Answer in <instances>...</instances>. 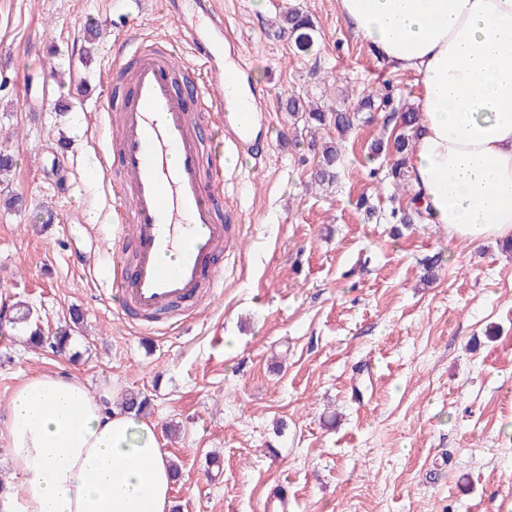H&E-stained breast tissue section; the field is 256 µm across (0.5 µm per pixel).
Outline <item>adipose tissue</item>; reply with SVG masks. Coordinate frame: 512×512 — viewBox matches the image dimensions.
<instances>
[{
	"label": "adipose tissue",
	"mask_w": 512,
	"mask_h": 512,
	"mask_svg": "<svg viewBox=\"0 0 512 512\" xmlns=\"http://www.w3.org/2000/svg\"><path fill=\"white\" fill-rule=\"evenodd\" d=\"M357 35L418 78L407 160L412 202L449 239L512 240V0H338ZM0 512H171L172 459L157 424L44 373L12 394Z\"/></svg>",
	"instance_id": "obj_1"
}]
</instances>
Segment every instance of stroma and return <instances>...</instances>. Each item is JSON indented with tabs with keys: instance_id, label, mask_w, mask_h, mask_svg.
I'll use <instances>...</instances> for the list:
<instances>
[{
	"instance_id": "obj_1",
	"label": "stroma",
	"mask_w": 512,
	"mask_h": 512,
	"mask_svg": "<svg viewBox=\"0 0 512 512\" xmlns=\"http://www.w3.org/2000/svg\"><path fill=\"white\" fill-rule=\"evenodd\" d=\"M222 2L264 92V159L225 175L243 223L222 293L182 325L137 333L107 282L100 100L120 26L147 39L176 25L162 0H0V151L15 160L0 186V307L27 302L50 333L71 309L84 318L63 353L0 330V480L13 392L56 372L151 399L179 512H267L282 484L291 512H512V250L392 218L408 208L389 174L403 128L381 100L413 106L416 76L379 62L336 0ZM291 9L315 23L309 52L277 28ZM45 81L49 95L28 96ZM291 96L356 116L333 184L314 173L336 132L292 121Z\"/></svg>"
}]
</instances>
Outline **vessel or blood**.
<instances>
[{
    "label": "vessel or blood",
    "instance_id": "obj_1",
    "mask_svg": "<svg viewBox=\"0 0 512 512\" xmlns=\"http://www.w3.org/2000/svg\"><path fill=\"white\" fill-rule=\"evenodd\" d=\"M184 0H166L177 37L142 46L125 39L112 54V78L129 86L113 156H101L112 182V285L124 306L147 316L171 304L219 292L232 255L234 226L215 217L214 199L224 195L225 158L258 155L253 124L237 120L239 105L256 107L261 93L244 84L241 59L226 63L224 10L218 0H193L187 19ZM199 63L194 102L174 89L183 49ZM172 255L166 265L161 255Z\"/></svg>",
    "mask_w": 512,
    "mask_h": 512
}]
</instances>
